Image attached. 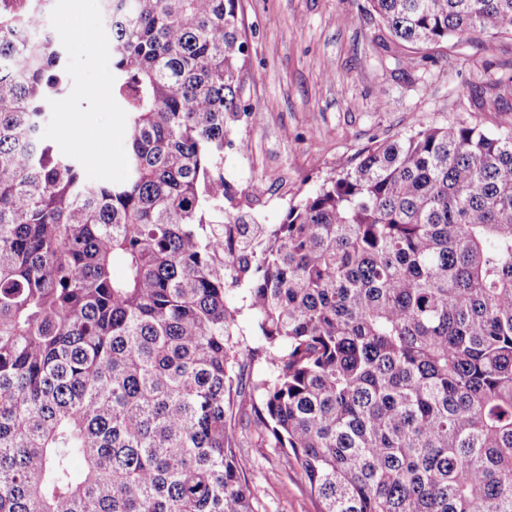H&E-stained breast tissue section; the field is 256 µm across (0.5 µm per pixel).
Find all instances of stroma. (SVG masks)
Segmentation results:
<instances>
[{
  "mask_svg": "<svg viewBox=\"0 0 512 512\" xmlns=\"http://www.w3.org/2000/svg\"><path fill=\"white\" fill-rule=\"evenodd\" d=\"M366 0H241L249 44L244 97L258 111L257 122H240L225 149L224 176L241 189V207L262 224H278L342 165L385 139L419 124L466 123L489 131L512 128V39L474 34L433 48L435 63L405 73L403 48L374 45L380 26L366 13ZM66 41L70 90L60 96L43 127L58 151L83 144L82 131L69 129L74 113L87 129L104 133L96 153H84V174L92 183L123 181L124 114L115 102L100 105L86 92L110 72V41L97 0H51L43 17ZM495 87L499 110H479L473 86ZM85 128V129H86ZM262 181L260 197L247 195ZM250 399L234 419L239 451L250 462L247 481L258 512H316L294 460L259 444L245 422Z\"/></svg>",
  "mask_w": 512,
  "mask_h": 512,
  "instance_id": "1",
  "label": "stroma"
}]
</instances>
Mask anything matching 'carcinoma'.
Returning a JSON list of instances; mask_svg holds the SVG:
<instances>
[{"label":"carcinoma","instance_id":"carcinoma-1","mask_svg":"<svg viewBox=\"0 0 512 512\" xmlns=\"http://www.w3.org/2000/svg\"><path fill=\"white\" fill-rule=\"evenodd\" d=\"M19 2L0 4V512H255L246 385L317 512H512V129L421 125L257 224L221 169L258 120L240 0H100L128 178L91 184L41 133L68 90L50 0ZM367 2L407 70L512 36V0ZM237 328L239 331V340L241 348L253 347L257 345V328L250 312L245 308L236 315Z\"/></svg>","mask_w":512,"mask_h":512}]
</instances>
